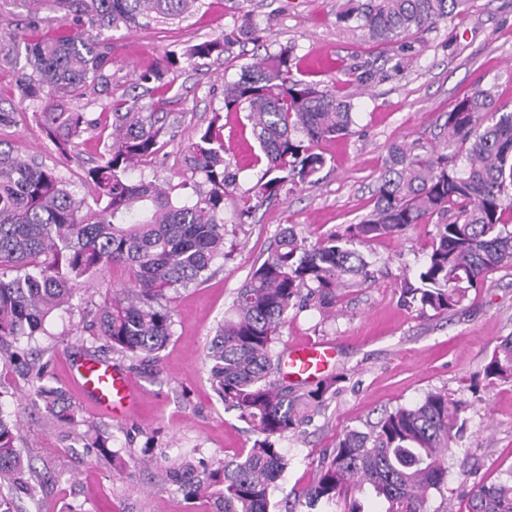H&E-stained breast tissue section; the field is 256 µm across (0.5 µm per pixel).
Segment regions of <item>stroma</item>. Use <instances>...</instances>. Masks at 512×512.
Masks as SVG:
<instances>
[{
	"label": "stroma",
	"instance_id": "1",
	"mask_svg": "<svg viewBox=\"0 0 512 512\" xmlns=\"http://www.w3.org/2000/svg\"><path fill=\"white\" fill-rule=\"evenodd\" d=\"M206 2L180 23L112 32V93L132 89L144 103L163 101L174 135L131 177L185 182V199L193 197L198 182L184 165L185 148L213 113L223 112L224 157L236 174V185L224 198V256L201 283L169 292L173 334L159 362L114 353L88 330L105 294L129 279L120 265L77 292L72 313L50 317L46 335L13 343L14 360H0V388L13 395L10 409L21 422L19 448L49 478L39 502L21 499L23 512H211L209 504L188 500L167 483L165 470L175 459L214 463L253 444L246 424L225 411L204 360L217 324L253 268L287 227L312 242L357 223L373 205L391 144L441 148L447 113L463 96L490 88L499 104L512 110V0H469L461 16L411 37L408 54L400 42H369L339 26L336 14L344 0ZM246 15L259 27L261 45L240 43L229 58L184 66L175 91L144 88L140 77L152 63L233 31ZM282 46L294 48L301 73L350 95L354 125L350 135L318 145L327 163L311 182L262 201L248 196L264 170L250 153L256 140L244 113L224 112V86L239 78L258 48L274 52ZM366 60L373 62L374 75L361 85L347 70ZM15 78L12 70H0V108L18 114L15 124L0 127V146L42 157L73 190L87 194L86 172L101 154L98 140L86 138L70 158H60L32 121V105L9 94ZM246 203L252 206L250 217L236 221ZM435 231L434 224H417L361 245L374 270L371 280L340 290L332 307L289 311L278 351L332 343L336 361L328 373L339 382L325 410L301 434L280 440L289 465L274 503L314 482L345 429L367 430L383 412L414 404L435 389L469 404L457 455L467 459L473 481L497 482L512 467V385H491L483 377L495 345L512 333V268L488 272L461 306L446 313L403 306L400 281L422 264ZM77 358H100L125 369L138 395L135 412L115 417L98 409L70 375ZM28 366L43 368L47 385L65 392L80 430L106 438L109 455L75 440L67 424L46 420L24 374ZM148 456L153 465L141 466Z\"/></svg>",
	"mask_w": 512,
	"mask_h": 512
}]
</instances>
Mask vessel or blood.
I'll return each mask as SVG.
<instances>
[{
  "instance_id": "1",
  "label": "vessel or blood",
  "mask_w": 512,
  "mask_h": 512,
  "mask_svg": "<svg viewBox=\"0 0 512 512\" xmlns=\"http://www.w3.org/2000/svg\"><path fill=\"white\" fill-rule=\"evenodd\" d=\"M336 356L330 344L318 342L289 348L284 360L288 376L312 381L324 373ZM73 380L99 408L114 414H130L135 406L136 392L126 371L107 361L77 359Z\"/></svg>"
}]
</instances>
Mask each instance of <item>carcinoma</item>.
I'll return each instance as SVG.
<instances>
[{
    "instance_id": "cac0c4a2",
    "label": "carcinoma",
    "mask_w": 512,
    "mask_h": 512,
    "mask_svg": "<svg viewBox=\"0 0 512 512\" xmlns=\"http://www.w3.org/2000/svg\"><path fill=\"white\" fill-rule=\"evenodd\" d=\"M71 17L76 32L32 39L26 33L0 35V69L20 56L26 65L12 95L40 103L32 118L65 157L83 135L102 146L99 163L85 177L96 207L78 196L54 167L39 157H20L0 148V346L44 331L56 311L71 301L85 279L121 263L129 283L98 305L96 335L112 350L154 360L172 336L167 294L202 281L224 256V196L236 174L224 160V116L213 113L185 151L186 166L203 177L195 198L179 200L180 182L159 184L129 177L154 158L168 133V113L157 101L144 108L137 96L112 95V45L105 33L167 20H185L205 0H43ZM469 0H346L336 20L377 43H390L459 16ZM258 29L245 18L232 33L169 54L142 75L146 82L173 89L180 58L221 57ZM293 48L267 53L241 69L224 87V109L244 112L265 165L257 193L277 197L288 185L311 181L326 160L316 152L329 139L351 132L353 104L334 85L296 76ZM107 94L92 117L77 101L89 87ZM493 114L483 131L477 117ZM446 150L404 144L389 148L372 209L343 234L313 243L293 228L282 231L277 247L238 289L206 350L212 386L224 404L257 434L252 447L224 461L198 468L181 461L166 476L189 500L205 499L214 512H269L277 481L288 467L278 440L301 432L326 406L336 378L315 388L273 379L281 358L275 352L279 328L303 297L328 307L336 293L356 280L373 277L371 263L356 245L436 220L426 260L414 277L400 283L409 307L438 314L460 306L486 274L512 264V111L497 108L489 89H477L448 112ZM488 383H512V334L494 347L483 368ZM34 394L52 419L78 421L63 391L42 384ZM0 390V512H19L17 493L39 497L43 479L17 446L20 422L4 406ZM465 401L432 390L413 405L387 413L369 431H344L331 457L322 461L315 482L303 491L307 512L350 498L347 512H363L358 496L387 503L385 512H428L432 493H442L455 448L463 438ZM460 475L467 477L465 462ZM467 512H512V469L494 484L472 483Z\"/></svg>"
}]
</instances>
